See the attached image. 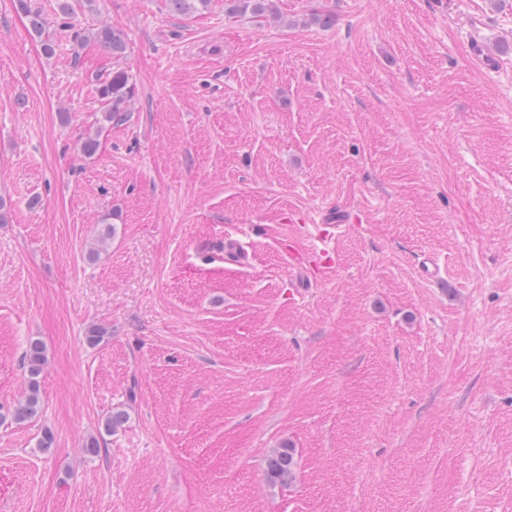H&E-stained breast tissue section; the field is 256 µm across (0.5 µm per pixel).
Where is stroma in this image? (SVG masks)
Instances as JSON below:
<instances>
[{"label": "stroma", "instance_id": "obj_1", "mask_svg": "<svg viewBox=\"0 0 512 512\" xmlns=\"http://www.w3.org/2000/svg\"><path fill=\"white\" fill-rule=\"evenodd\" d=\"M70 4L88 39L48 56L0 0V512H512V0ZM118 67L129 118L86 156ZM271 2L273 0H225L224 5L230 14L261 17L270 12ZM93 38L103 48L112 53V56L118 57L125 52V39L123 33L108 26L99 29ZM26 373L27 387L24 399L17 405L12 420L25 422L37 417L41 409L40 376L45 364V349L39 340H30L21 356ZM294 457L291 448H280L267 460V473L277 482L287 483L293 475Z\"/></svg>", "mask_w": 512, "mask_h": 512}]
</instances>
